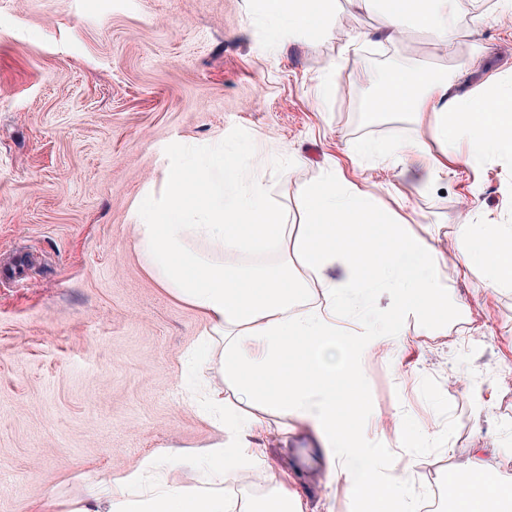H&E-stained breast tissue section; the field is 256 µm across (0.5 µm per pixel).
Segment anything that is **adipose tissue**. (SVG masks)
<instances>
[{
    "label": "adipose tissue",
    "mask_w": 512,
    "mask_h": 512,
    "mask_svg": "<svg viewBox=\"0 0 512 512\" xmlns=\"http://www.w3.org/2000/svg\"><path fill=\"white\" fill-rule=\"evenodd\" d=\"M350 7L381 9L384 24L376 34L390 41L408 17L441 29L444 38L456 31L455 0H347ZM324 0H262L264 14L282 32L322 31ZM372 108L377 112H431L437 118L433 136L453 147L463 141L468 151L460 164L474 166L512 156V80L495 78L479 90L458 94L454 78L419 74L399 68L377 81ZM248 155L230 159L215 151L189 159L175 169L158 209L159 221L136 227V250L149 274L176 299L196 309L205 320L195 356L204 358L223 377L222 385L205 393V408L214 426L229 437L209 453L211 487L197 490L170 482L147 490L143 475L161 469L162 460L144 463L102 492L89 512H288L287 500L272 498L259 510L234 508L224 497L230 475L225 458L232 436L241 429L261 430L264 409L296 413L316 420L329 435L347 434L364 405L359 370L352 355L354 338L339 332L346 316L361 330L371 328L374 295L381 288L400 289L405 300L439 309L448 304L434 282L443 268L461 271L481 267L490 284L512 287V226L464 224L451 261L440 260L422 242L394 228L386 246L372 244L373 198L366 191L339 190L336 176L309 190L299 240L303 266L320 276L323 304L309 307L308 290L288 270V226L261 190L242 193L237 187ZM262 252L263 263H245L244 255ZM342 265L345 275L327 277ZM253 408L246 420L224 412L225 397ZM338 463L353 475V490L366 512H391L395 498L390 482L366 481L368 471L349 449ZM491 467L473 454L458 471L450 493L452 512H491L512 504V484L490 480L480 496L470 483L489 477Z\"/></svg>",
    "instance_id": "ef3b65f1"
}]
</instances>
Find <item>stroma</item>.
<instances>
[{"instance_id": "1", "label": "stroma", "mask_w": 512, "mask_h": 512, "mask_svg": "<svg viewBox=\"0 0 512 512\" xmlns=\"http://www.w3.org/2000/svg\"><path fill=\"white\" fill-rule=\"evenodd\" d=\"M379 22L346 0L322 32L288 35L257 0H0V512H79L157 454L173 460L170 480L204 484L220 433L183 394L204 320L133 247L184 157L259 156L264 198L291 225L305 190L336 171L373 195L378 244L394 223L444 257L460 224L512 225V158L437 170L416 155L349 156L419 140L442 155L433 113L367 121L364 95L398 68L464 70V92L512 78V16L460 29L442 50L414 19L370 47L363 35ZM438 286L451 290L444 312L377 296L355 432L333 439L268 413L263 431L235 438L228 500L361 512L339 448L397 483L402 512H421L476 448L512 480V288L478 268Z\"/></svg>"}]
</instances>
